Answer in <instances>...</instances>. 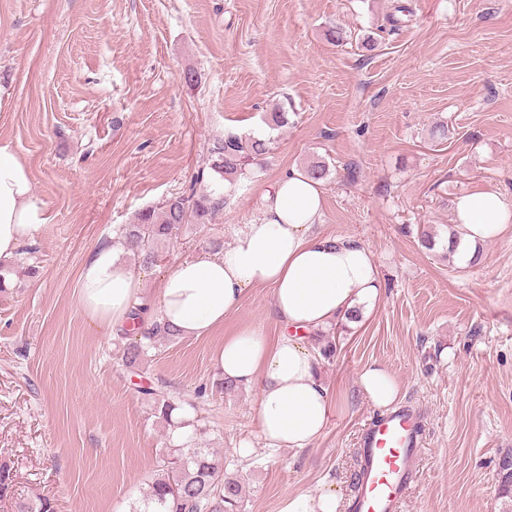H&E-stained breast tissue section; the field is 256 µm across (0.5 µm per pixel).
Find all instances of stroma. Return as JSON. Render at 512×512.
Segmentation results:
<instances>
[{"label":"stroma","mask_w":512,"mask_h":512,"mask_svg":"<svg viewBox=\"0 0 512 512\" xmlns=\"http://www.w3.org/2000/svg\"><path fill=\"white\" fill-rule=\"evenodd\" d=\"M273 112L287 124H269ZM230 132L272 150L212 223L186 227L144 270L145 295L212 240L231 244L260 194L313 160L329 167L321 232L366 245L383 283L367 316L332 327L321 378L337 402L298 452L265 447L254 389L212 386L225 336L279 335L270 288L250 289L209 335L151 350L140 377L119 358L124 339L78 303L95 248L139 266L119 232L137 212L223 191L208 162ZM0 141L46 212L0 290V462L14 474L0 512L43 496L55 512H134L167 435L138 392L157 378L194 402L204 446L242 478L241 512H279L286 494L325 484L350 507L361 435L380 413L357 376L374 363L423 418L400 512H503L512 228L473 264L446 248L458 195L493 190L512 207V0H0Z\"/></svg>","instance_id":"obj_1"}]
</instances>
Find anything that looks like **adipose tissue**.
I'll use <instances>...</instances> for the list:
<instances>
[{
    "label": "adipose tissue",
    "mask_w": 512,
    "mask_h": 512,
    "mask_svg": "<svg viewBox=\"0 0 512 512\" xmlns=\"http://www.w3.org/2000/svg\"><path fill=\"white\" fill-rule=\"evenodd\" d=\"M319 181L292 169L261 197L260 216L218 252L180 259L164 274L154 299L141 293V276L123 264L114 247L96 249L79 276V303L88 321L125 327L132 310L145 323L162 320L180 335L201 337L221 326L252 288L273 294L271 316L282 333L268 341L257 328L225 337L212 362L224 379L257 391V421L267 447L300 451L325 433L332 396L319 375L312 336L372 309L381 282L372 251L350 238L319 233L323 217ZM456 254L474 258L478 247L512 227V209L499 193L458 196ZM46 221L29 171L9 142H0V263L12 262ZM358 385L378 408L388 407L398 387L379 367L358 375ZM335 487L287 494L280 512H338Z\"/></svg>",
    "instance_id": "1"
}]
</instances>
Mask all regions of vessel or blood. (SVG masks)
Wrapping results in <instances>:
<instances>
[{"instance_id":"vessel-or-blood-1","label":"vessel or blood","mask_w":512,"mask_h":512,"mask_svg":"<svg viewBox=\"0 0 512 512\" xmlns=\"http://www.w3.org/2000/svg\"><path fill=\"white\" fill-rule=\"evenodd\" d=\"M416 420L414 410L403 406L369 425L361 441L363 466L354 512H399L416 474Z\"/></svg>"}]
</instances>
